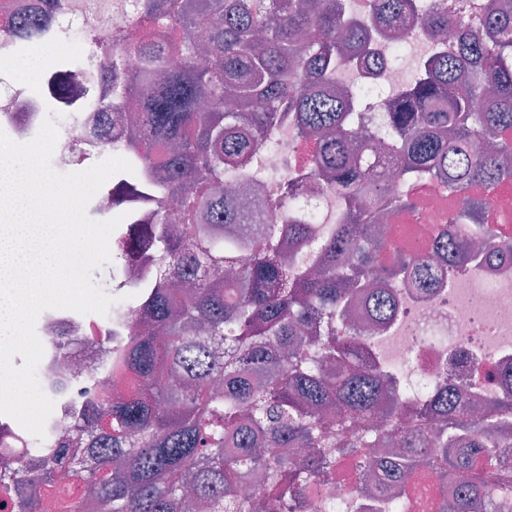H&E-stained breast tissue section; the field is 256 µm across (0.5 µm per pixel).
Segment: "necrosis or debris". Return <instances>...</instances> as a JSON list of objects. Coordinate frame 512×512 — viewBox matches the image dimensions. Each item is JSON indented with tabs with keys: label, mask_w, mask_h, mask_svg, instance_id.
Returning a JSON list of instances; mask_svg holds the SVG:
<instances>
[{
	"label": "necrosis or debris",
	"mask_w": 512,
	"mask_h": 512,
	"mask_svg": "<svg viewBox=\"0 0 512 512\" xmlns=\"http://www.w3.org/2000/svg\"><path fill=\"white\" fill-rule=\"evenodd\" d=\"M126 0H112L109 21L90 23L82 9L69 5L48 20L42 38L60 41L72 30L93 25L94 49L84 57L88 69L100 67V51L125 40L123 25ZM426 55L451 49L453 34L429 36L419 25L385 27L379 36L378 53L368 70L336 69V87L373 91L381 85L389 93L374 98L356 125L359 138L379 136L390 123L389 101L409 88L392 52L398 46ZM54 67H47L32 86L0 84V130L18 143L33 139L47 117V105L54 101ZM58 137L51 156L52 168L60 173L75 171L82 149L111 155L113 141L126 137L123 119L112 118L94 109L74 113L72 122L58 125ZM306 152L305 143L292 121H284L267 138L257 156L258 175L240 182V191L253 199L271 195L273 186L264 172L291 175L297 172ZM400 190L411 197L415 208L393 213L381 226L383 237L399 249H407L429 260L432 286L426 293L401 289L399 307L382 333L369 334L362 323L352 333L365 339L370 358L395 367L408 388L403 396L410 401L428 398L427 388L448 382L467 389L472 402L488 404L500 397L507 385L501 374L512 368V262H502L495 254L476 258L468 248L475 240L512 246V179L494 186H473L471 196L487 200L479 223L467 225L458 234L455 248L462 264L451 268L432 251L434 233L447 223L450 214L462 206L461 199L430 182H401ZM305 205L279 209L280 224L333 221L344 210V199L333 191L314 187L305 192ZM138 319L133 307H126L121 320L99 314L82 315L70 310L50 309L40 314L35 330L44 354L37 379L55 403L43 440H35L15 423L0 420V481H13L16 471L36 447L55 448L72 439L69 429L74 414L85 411L105 398H128L137 382L131 376L107 374L115 344L129 339ZM440 484L434 471L412 472L405 480L401 502L403 512H436ZM335 502L337 512H391L387 500L364 492L350 461H340L336 478L321 484L310 495L308 512H323L327 502Z\"/></svg>",
	"instance_id": "obj_1"
}]
</instances>
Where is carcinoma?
<instances>
[{
    "mask_svg": "<svg viewBox=\"0 0 512 512\" xmlns=\"http://www.w3.org/2000/svg\"><path fill=\"white\" fill-rule=\"evenodd\" d=\"M24 15H0L16 47L35 44L41 21L61 0H36ZM126 26L148 24L155 36H130L140 66L126 70L125 49L102 58L104 110L129 99V137L112 156L129 161L112 189L135 223L137 206L154 222L139 244L150 277L119 282L144 326L113 352L115 368L139 381L126 400L100 403L95 418L74 420L76 440L25 463L27 493L15 512L54 500L59 474L85 487L84 500L106 512H182L190 498L209 512H302L309 479L331 480L336 459L362 462L389 494L415 470L442 484L465 480L464 495L443 497L437 512H500L475 476L497 448H509L512 391L479 418L463 391L444 382L423 405H402L393 370L371 362L349 335L350 305L365 300L373 322L397 310L392 280L427 290L429 263L399 251L382 262L386 241L368 232L363 204L386 197L413 208L365 164L353 123L362 108L355 89H333L336 63L362 66L374 55L369 27L346 16V0H133ZM387 23L412 21L433 35L455 29L458 48L424 61L392 112L387 153L401 173L439 181L462 200L433 241L453 263L452 237L477 223L487 201L467 197L474 183L512 178V141L483 148L487 135L512 129V0H499L476 22H463V0L423 7L417 0H377ZM289 115L309 147L303 179L340 191L349 207L335 224L287 225L295 243L316 240L317 266L288 256L264 209L295 197L298 184L272 177L277 195L254 201L213 189L244 179L262 140ZM220 215L222 228L201 224ZM249 247L252 261L236 265ZM117 226L112 263L134 254ZM210 344L225 347L222 361ZM244 480L259 482L244 496Z\"/></svg>",
    "mask_w": 512,
    "mask_h": 512,
    "instance_id": "obj_1",
    "label": "carcinoma"
}]
</instances>
